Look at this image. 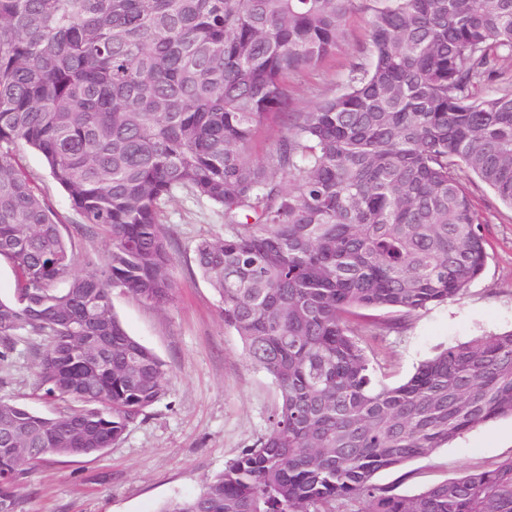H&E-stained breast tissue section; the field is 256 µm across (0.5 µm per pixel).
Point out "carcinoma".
<instances>
[{"instance_id":"1","label":"carcinoma","mask_w":512,"mask_h":512,"mask_svg":"<svg viewBox=\"0 0 512 512\" xmlns=\"http://www.w3.org/2000/svg\"><path fill=\"white\" fill-rule=\"evenodd\" d=\"M365 30L339 90L292 83ZM512 0H0V360L35 347L45 415L0 397V508L36 464L102 453L165 395L166 364L129 336L119 288L172 300L163 224L178 194L229 231L194 259L224 326L275 384L254 445L159 512H512V458L402 496L382 469L512 416V331L442 350L388 385L365 310L402 320L459 300L484 271L461 173L512 207ZM499 87L490 92L494 83ZM276 114L286 133L249 152ZM29 147L108 243L75 271L73 233L18 165Z\"/></svg>"}]
</instances>
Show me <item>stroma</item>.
<instances>
[{
	"mask_svg": "<svg viewBox=\"0 0 512 512\" xmlns=\"http://www.w3.org/2000/svg\"><path fill=\"white\" fill-rule=\"evenodd\" d=\"M363 26V17L349 19L348 38L336 57L303 78L295 94L297 107L340 88ZM18 163L64 226H72L77 217L41 157L24 148ZM464 184L485 220V270L464 299L420 312L402 330L386 331L390 316L377 313L366 340L386 383L405 379L417 364L443 349L512 330V209L483 184L469 178ZM164 228L175 257L173 299L156 306L116 289L112 307L129 335L165 362V395L106 452L39 463L23 491L21 512H157L165 501L195 494L205 478L222 471L227 460L265 432L278 392L246 360L239 337L224 325L218 294L194 263L196 240L223 234L224 218L210 204L180 194L166 208ZM33 344V339L20 337L8 360L0 361V396L48 414L52 405L33 395ZM510 458L512 418L500 417L470 429L448 447L377 472L373 481L397 494L414 495Z\"/></svg>",
	"mask_w": 512,
	"mask_h": 512,
	"instance_id": "obj_1",
	"label": "stroma"
}]
</instances>
